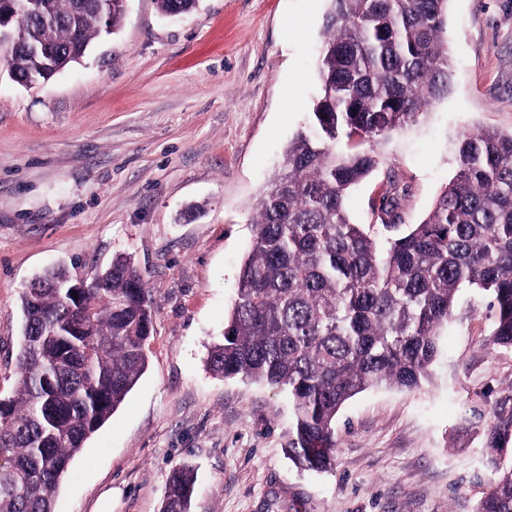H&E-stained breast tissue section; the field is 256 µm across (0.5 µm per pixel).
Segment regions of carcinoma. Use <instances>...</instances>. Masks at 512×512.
<instances>
[{"mask_svg":"<svg viewBox=\"0 0 512 512\" xmlns=\"http://www.w3.org/2000/svg\"><path fill=\"white\" fill-rule=\"evenodd\" d=\"M12 28L6 62L50 79L92 39L120 25L125 0H41ZM313 125L255 206L254 239L222 338L215 375L285 390L294 423L288 456L326 472L336 415L374 386L415 389L431 379L441 328L458 292L490 294L492 344L512 348V133L478 129L456 150L457 173L426 218L380 249L351 222L346 198L378 165L372 143L416 122L448 93L447 0H328ZM198 0H157L168 16ZM47 50L35 54L29 45ZM397 197L377 218L399 227ZM49 268L20 294L24 325L13 395L0 400V512H52L74 456L112 418L147 368L153 302L131 257L84 279ZM195 476L174 468L161 512H189ZM478 512H512V465Z\"/></svg>","mask_w":512,"mask_h":512,"instance_id":"cac0c4a2","label":"carcinoma"}]
</instances>
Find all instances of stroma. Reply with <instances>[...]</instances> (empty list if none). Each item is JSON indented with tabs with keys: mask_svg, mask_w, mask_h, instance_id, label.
I'll use <instances>...</instances> for the list:
<instances>
[{
	"mask_svg": "<svg viewBox=\"0 0 512 512\" xmlns=\"http://www.w3.org/2000/svg\"><path fill=\"white\" fill-rule=\"evenodd\" d=\"M327 0H200L171 18L126 0L115 33L45 84L0 59V399L17 382L19 295L42 270L77 277L130 255L153 301L148 365L74 458L55 512H160L197 475L191 512H477L512 463V348L489 296L462 289L422 387L371 388L336 417L324 473L289 459L287 393L206 367L253 235L254 205L310 124ZM452 87L375 146L348 198L358 224L397 184L420 223L455 176V142L512 131V0H448ZM299 97L291 108L287 99ZM194 487L195 476L191 468L187 466L174 468L168 478L161 512H189Z\"/></svg>",
	"mask_w": 512,
	"mask_h": 512,
	"instance_id": "obj_1",
	"label": "stroma"
}]
</instances>
